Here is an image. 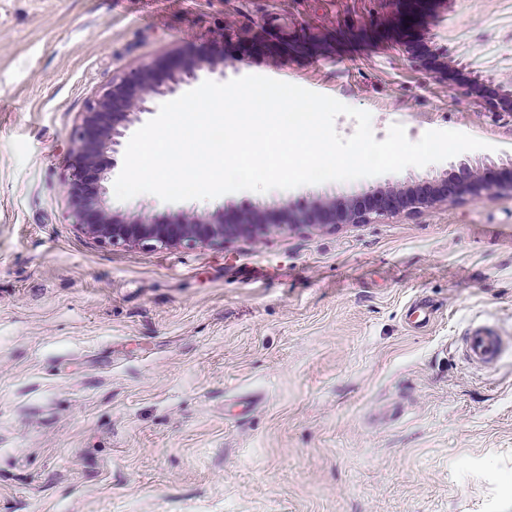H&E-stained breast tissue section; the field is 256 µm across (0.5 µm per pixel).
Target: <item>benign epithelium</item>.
<instances>
[{
  "instance_id": "1",
  "label": "benign epithelium",
  "mask_w": 512,
  "mask_h": 512,
  "mask_svg": "<svg viewBox=\"0 0 512 512\" xmlns=\"http://www.w3.org/2000/svg\"><path fill=\"white\" fill-rule=\"evenodd\" d=\"M182 62L157 77L151 64L131 70L91 100L76 131L73 173L67 186L76 224L89 236L107 245L142 244L151 247L194 246L224 243L240 236L260 239L266 234L267 212L255 210L233 216L221 209L211 216L179 214L143 219L119 215L104 203L109 167L101 161L104 151L118 152L131 125L144 114H154L153 102L173 97L201 77V73L224 75V54L192 43ZM489 110L512 117V82L497 84L488 95ZM502 191H512V167L508 176L492 162L465 158L438 181L416 186L370 189L346 203L319 201L297 216L277 210V223L336 227L339 224H368L382 216L420 213L438 203L462 198L479 201Z\"/></svg>"
}]
</instances>
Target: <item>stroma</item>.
I'll return each mask as SVG.
<instances>
[{
    "mask_svg": "<svg viewBox=\"0 0 512 512\" xmlns=\"http://www.w3.org/2000/svg\"><path fill=\"white\" fill-rule=\"evenodd\" d=\"M0 0V512H512V357L466 362L468 323L512 336V194L262 242L108 246L74 222L70 150L90 100L187 43L254 38L282 79L371 114L376 140L454 130L512 160L473 72L512 81L506 0ZM107 207L152 218L297 212L441 178ZM422 298L435 316L410 325Z\"/></svg>",
    "mask_w": 512,
    "mask_h": 512,
    "instance_id": "35a3bbf8",
    "label": "stroma"
}]
</instances>
